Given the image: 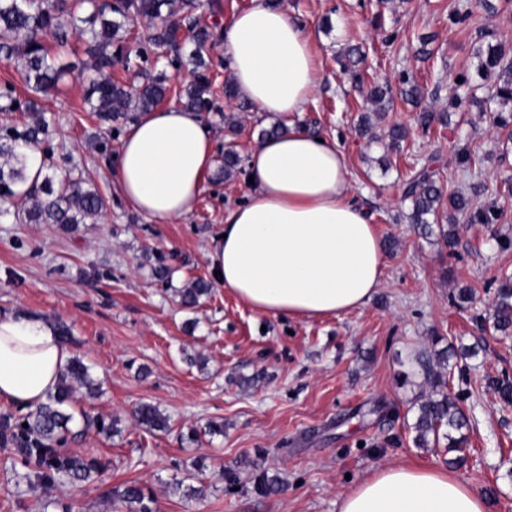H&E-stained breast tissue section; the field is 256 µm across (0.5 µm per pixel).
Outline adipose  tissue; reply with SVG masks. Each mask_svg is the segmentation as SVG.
Wrapping results in <instances>:
<instances>
[{"instance_id": "ef3b65f1", "label": "adipose tissue", "mask_w": 512, "mask_h": 512, "mask_svg": "<svg viewBox=\"0 0 512 512\" xmlns=\"http://www.w3.org/2000/svg\"><path fill=\"white\" fill-rule=\"evenodd\" d=\"M227 76L255 112L290 122L248 156L254 177L243 203L226 209L206 250L215 281L261 316L308 322L365 307L381 287L383 242L351 196L339 144L295 119L321 73L310 35L272 0H251L221 36ZM214 163L202 116L156 108L130 124L114 172L121 196L157 224L187 218ZM69 360L51 321L0 316V400L33 409L56 392ZM339 512H486L473 481L442 467L396 464L344 494Z\"/></svg>"}]
</instances>
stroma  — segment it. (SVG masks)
I'll return each instance as SVG.
<instances>
[{"instance_id": "35a3bbf8", "label": "stroma", "mask_w": 512, "mask_h": 512, "mask_svg": "<svg viewBox=\"0 0 512 512\" xmlns=\"http://www.w3.org/2000/svg\"><path fill=\"white\" fill-rule=\"evenodd\" d=\"M312 37L323 81L302 113L318 132L336 138L346 154L357 202L374 217L386 253L384 282L365 307L321 321L260 316L231 292L213 284L205 251L224 222L225 209L244 201L248 174L228 180L208 174L195 211L173 224H155L122 199L114 169L127 125L100 132L83 88L65 78L39 105L50 123L49 143L59 168L94 182L107 210L71 233L53 224L0 218V314L25 311L72 327L70 355L88 366L101 385L95 412L118 419L105 437L74 421L68 451L93 454L107 465L105 480L50 493L20 479L13 455L0 449V512H56L54 499L72 512H106L103 494L136 481L152 489L154 512H339V499L356 483L391 463L444 467L445 446L420 448L412 425L415 401L431 392L423 376L403 381L400 359L409 353L453 349L454 392L470 425L466 462L458 475L474 480L488 512H512V405L503 404L490 379L512 374V335L494 331L487 316L501 278L512 276V141L492 124L495 77L477 74L481 40L512 46V0H273ZM472 11L473 22L453 26L454 8ZM366 55L363 87L341 73L347 46ZM413 75L425 89L420 105L394 96L382 113L367 101L369 84L398 85ZM470 77L473 99L457 100L454 78ZM219 113L206 124L215 164L235 141L248 155L271 118L241 110L240 98H218ZM448 111L447 125L415 129L418 108ZM371 114V136L354 127ZM239 115L236 134L224 117ZM410 126L400 150L376 143L391 125ZM108 146L93 149L94 138ZM469 149L461 164L459 149ZM442 161L445 193L469 194L474 182L497 187L475 207L494 202L495 224L464 225L454 247L440 233L421 235L408 216L402 183L430 156ZM171 262L162 282L158 262ZM210 282L197 306L183 308L177 291L191 279ZM472 302L458 304L460 287ZM149 402L169 417L168 432L139 426L133 409ZM223 424L219 434L211 423ZM277 479L276 489L262 485ZM206 486L190 498L187 486Z\"/></svg>"}]
</instances>
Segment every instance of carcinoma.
I'll use <instances>...</instances> for the list:
<instances>
[{
	"mask_svg": "<svg viewBox=\"0 0 512 512\" xmlns=\"http://www.w3.org/2000/svg\"><path fill=\"white\" fill-rule=\"evenodd\" d=\"M199 0H0V58L14 64L23 85L31 92L24 102L13 97L12 89L0 93V112L17 109L27 114L20 125L0 126V202L20 199L15 213L0 210L1 216L14 215L24 224H55L68 231L77 224L87 223L107 209V199L93 184L81 178L56 181L57 170L53 153L45 148L39 156L42 181L22 189L26 184L28 158L19 147H36L50 135V125L43 111L38 109L34 96L50 94L68 74L78 72L82 78L84 101L98 121L109 124L123 119L134 120L141 112L150 111L170 96L184 109L201 115L218 112L216 91L212 79L210 51L215 33L211 26L200 21L196 14ZM140 23L146 27L143 43L137 49L129 45L130 26ZM84 38L92 65L85 63L60 64L48 51L45 38L52 36L57 46L68 45L72 35ZM188 40L193 49L183 54L182 40ZM164 50L166 66L176 72L185 64L192 65V78L173 90L170 78L163 73L145 75L139 85H127L112 78V69L131 68V56L148 61V50ZM479 59V73L496 74L497 85L493 100L501 106L512 102V48L503 43H487L474 50ZM401 94L411 102H419L424 92L408 76L402 78ZM417 127L426 132L435 123L445 124L444 113L423 111L417 115ZM408 130L392 125L384 134L386 149H396L406 139ZM435 158L414 170L403 182V199L412 205L411 223L426 234L430 224L439 223L442 186ZM242 159L233 143L224 148V178L230 179L241 171ZM448 207L464 216L470 223L494 224L500 213L494 205L472 208V199L464 194L448 195ZM209 293V285L202 279L194 280L179 290L181 303L193 307ZM493 326L503 333L512 329V281L505 280L498 290L493 306ZM411 363L421 371L432 387L430 395L418 404L414 423L416 445L437 446L448 440V450L459 451L466 446L464 430L469 423L460 404L459 395L448 391V355L445 352L422 351L411 357ZM490 386L505 404H512V380L508 376L494 379ZM84 390V397L94 400L99 389L93 382L87 366L78 358L68 362L57 392L34 410L24 414L7 412L0 415V447L9 449L19 458L27 472L22 474L33 488L52 489L70 484L91 485L102 481L104 463L88 455L68 454L63 447L73 433L69 424L73 414L65 409L74 394ZM138 425L149 431H166L169 418L157 406L143 402L134 410ZM28 427H22V424ZM85 428L110 437L117 433L115 420L103 414L84 415ZM115 500L128 512H153L152 492L143 485L129 482L104 495Z\"/></svg>",
	"mask_w": 512,
	"mask_h": 512,
	"instance_id": "carcinoma-1",
	"label": "carcinoma"
}]
</instances>
